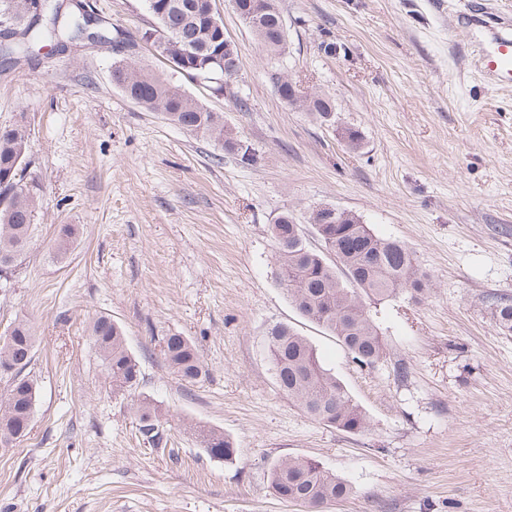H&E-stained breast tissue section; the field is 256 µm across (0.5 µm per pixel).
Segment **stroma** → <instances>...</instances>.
Wrapping results in <instances>:
<instances>
[{
	"label": "stroma",
	"mask_w": 512,
	"mask_h": 512,
	"mask_svg": "<svg viewBox=\"0 0 512 512\" xmlns=\"http://www.w3.org/2000/svg\"><path fill=\"white\" fill-rule=\"evenodd\" d=\"M486 1L512 22V0H276L287 44L274 58L216 0L241 64L232 94L173 79L223 113L250 165L128 99L112 80L123 46L0 70V128L26 127L24 176L40 195L32 243L0 289V333L21 319L34 330L38 388L28 436L0 448V512H308L269 488V463L286 457L354 486L329 512H512V335L490 305L512 298V88L480 78L479 32L459 22ZM87 2L126 37L154 22L144 0ZM284 76L331 97L334 114L289 106ZM321 205L405 244L431 276L419 299L379 304L386 357L371 369L279 279L272 224L293 212L317 245ZM64 224L77 234L60 259ZM100 314L124 329L166 447L143 443L89 345ZM277 323L318 349L367 431L319 424L282 394L266 337ZM170 334L195 343L204 381L166 368ZM197 425L230 435L237 461L210 459Z\"/></svg>",
	"instance_id": "stroma-1"
}]
</instances>
